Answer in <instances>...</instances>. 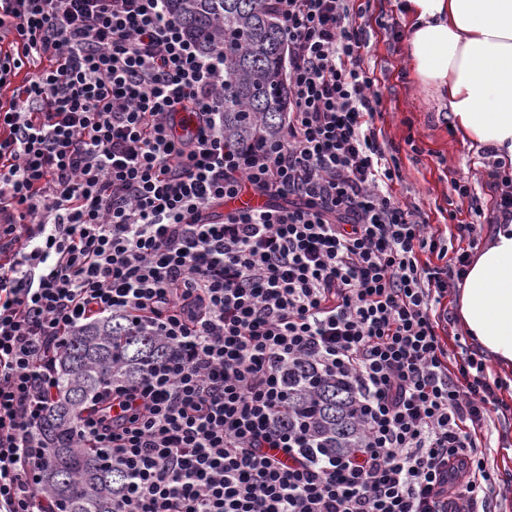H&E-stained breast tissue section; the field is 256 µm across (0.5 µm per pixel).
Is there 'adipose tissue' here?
I'll use <instances>...</instances> for the list:
<instances>
[{
    "label": "adipose tissue",
    "mask_w": 512,
    "mask_h": 512,
    "mask_svg": "<svg viewBox=\"0 0 512 512\" xmlns=\"http://www.w3.org/2000/svg\"><path fill=\"white\" fill-rule=\"evenodd\" d=\"M419 83L446 101L451 125L512 161V0H403ZM458 317L499 364L512 365V223L467 267Z\"/></svg>",
    "instance_id": "1"
}]
</instances>
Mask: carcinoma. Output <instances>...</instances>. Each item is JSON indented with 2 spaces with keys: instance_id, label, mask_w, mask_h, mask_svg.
<instances>
[{
  "instance_id": "carcinoma-1",
  "label": "carcinoma",
  "mask_w": 512,
  "mask_h": 512,
  "mask_svg": "<svg viewBox=\"0 0 512 512\" xmlns=\"http://www.w3.org/2000/svg\"><path fill=\"white\" fill-rule=\"evenodd\" d=\"M169 8L204 53L224 48L226 138L244 148L276 135L287 96L275 0H170ZM165 352L158 337L132 328L122 315L72 331L60 354L57 401L40 422L47 442L41 485L65 512H112V493L126 481L121 468L79 446L75 428L84 404L112 375L134 381L146 362ZM346 389L345 380H332L307 402L310 426L326 448H351L360 438Z\"/></svg>"
}]
</instances>
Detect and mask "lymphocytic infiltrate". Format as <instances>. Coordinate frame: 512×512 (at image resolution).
Wrapping results in <instances>:
<instances>
[{
  "mask_svg": "<svg viewBox=\"0 0 512 512\" xmlns=\"http://www.w3.org/2000/svg\"><path fill=\"white\" fill-rule=\"evenodd\" d=\"M352 0H276L288 110L229 147L224 63L168 0H0V512H63L41 417L76 327L121 313L169 352L83 408L120 466L113 512H480L500 401L440 333L448 250L392 185L382 98ZM488 147L492 221L512 172ZM249 193L263 207L226 210ZM346 379L342 452L289 427L290 394ZM30 70L28 66H24L21 69H17L15 76H12L10 83L0 87V108L3 106L7 109L13 101L18 89L21 88L30 76Z\"/></svg>",
  "mask_w": 512,
  "mask_h": 512,
  "instance_id": "f902f5d3",
  "label": "lymphocytic infiltrate"
}]
</instances>
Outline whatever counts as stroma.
I'll return each mask as SVG.
<instances>
[{"mask_svg": "<svg viewBox=\"0 0 512 512\" xmlns=\"http://www.w3.org/2000/svg\"><path fill=\"white\" fill-rule=\"evenodd\" d=\"M370 40V66L382 97L383 127L389 139L400 148L402 179L393 193L425 212L431 227L449 233L459 221L484 223L494 193L484 172L482 153L451 128L448 109L434 90L422 88L407 60L405 35L407 21L400 0H370L365 16ZM469 178L470 197L459 198L453 191L454 178ZM457 279H450L442 305L450 318L446 326L448 353L463 361L479 353L476 340L466 335L457 317ZM490 444L488 459L498 477L486 492L487 512H512V413L493 415L483 430Z\"/></svg>", "mask_w": 512, "mask_h": 512, "instance_id": "obj_1", "label": "stroma"}]
</instances>
